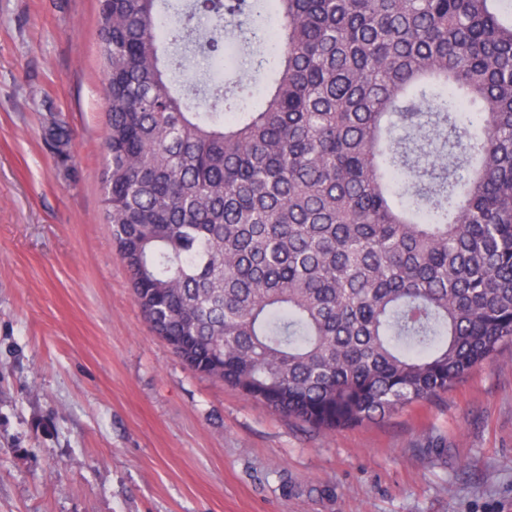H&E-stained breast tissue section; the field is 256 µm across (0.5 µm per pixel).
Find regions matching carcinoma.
<instances>
[{
  "mask_svg": "<svg viewBox=\"0 0 512 512\" xmlns=\"http://www.w3.org/2000/svg\"><path fill=\"white\" fill-rule=\"evenodd\" d=\"M225 22L264 93L198 69L201 112ZM99 33L107 222L192 370L329 432L512 345V0H100Z\"/></svg>",
  "mask_w": 512,
  "mask_h": 512,
  "instance_id": "cac0c4a2",
  "label": "carcinoma"
}]
</instances>
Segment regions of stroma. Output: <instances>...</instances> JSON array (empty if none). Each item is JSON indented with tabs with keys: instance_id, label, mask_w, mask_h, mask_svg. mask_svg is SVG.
I'll return each mask as SVG.
<instances>
[{
	"instance_id": "1",
	"label": "stroma",
	"mask_w": 512,
	"mask_h": 512,
	"mask_svg": "<svg viewBox=\"0 0 512 512\" xmlns=\"http://www.w3.org/2000/svg\"><path fill=\"white\" fill-rule=\"evenodd\" d=\"M98 13L0 0V512H512V346L323 433L152 332L104 214Z\"/></svg>"
}]
</instances>
